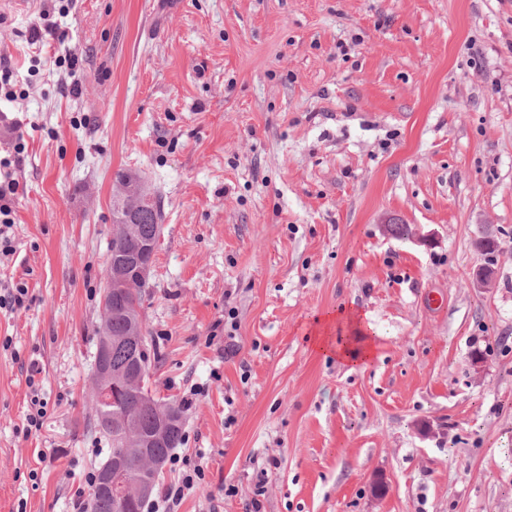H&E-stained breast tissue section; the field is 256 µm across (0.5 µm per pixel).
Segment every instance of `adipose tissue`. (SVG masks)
Returning a JSON list of instances; mask_svg holds the SVG:
<instances>
[{
    "label": "adipose tissue",
    "instance_id": "ef3b65f1",
    "mask_svg": "<svg viewBox=\"0 0 512 512\" xmlns=\"http://www.w3.org/2000/svg\"><path fill=\"white\" fill-rule=\"evenodd\" d=\"M310 346L317 353L335 355L337 361L352 369L369 365L377 354L362 316L352 308L318 317Z\"/></svg>",
    "mask_w": 512,
    "mask_h": 512
}]
</instances>
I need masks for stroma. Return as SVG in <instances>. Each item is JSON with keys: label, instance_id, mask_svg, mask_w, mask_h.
Here are the masks:
<instances>
[{"label": "stroma", "instance_id": "35a3bbf8", "mask_svg": "<svg viewBox=\"0 0 512 512\" xmlns=\"http://www.w3.org/2000/svg\"><path fill=\"white\" fill-rule=\"evenodd\" d=\"M42 8L0 0V295L28 289L0 307V512H76L109 454L120 171L163 206L150 386L192 398L177 451L205 470L178 512H248L262 470L263 512H512V0H57L36 42ZM342 307L367 368L308 344ZM9 178L7 176L4 182L0 180V255L4 257H9L14 251L9 232L14 224L13 204L19 187L14 179ZM38 374H40L39 369H35L33 367L28 379L29 388H31L30 407L32 409V412L27 417L28 426L30 427V430L31 427H35V429H37L40 426V424H42L41 420L47 413V402L39 397L38 388L36 387L35 383V376ZM29 427H27L28 430Z\"/></svg>", "mask_w": 512, "mask_h": 512}]
</instances>
